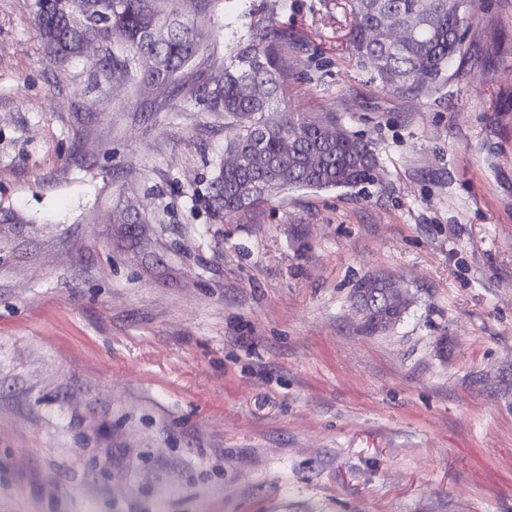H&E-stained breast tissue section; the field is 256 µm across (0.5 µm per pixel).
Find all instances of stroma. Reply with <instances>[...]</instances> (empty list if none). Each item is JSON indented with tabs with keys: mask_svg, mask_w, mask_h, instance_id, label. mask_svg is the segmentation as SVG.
Listing matches in <instances>:
<instances>
[{
	"mask_svg": "<svg viewBox=\"0 0 512 512\" xmlns=\"http://www.w3.org/2000/svg\"><path fill=\"white\" fill-rule=\"evenodd\" d=\"M475 2L416 99L344 57L336 0H177L202 49L149 95L93 89L0 0V512H512V0ZM268 13L286 106L336 113L384 178L216 224L197 192L233 130L202 96ZM369 275L411 298L376 334Z\"/></svg>",
	"mask_w": 512,
	"mask_h": 512,
	"instance_id": "stroma-1",
	"label": "stroma"
}]
</instances>
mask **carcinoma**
Wrapping results in <instances>:
<instances>
[{"label": "carcinoma", "mask_w": 512, "mask_h": 512, "mask_svg": "<svg viewBox=\"0 0 512 512\" xmlns=\"http://www.w3.org/2000/svg\"><path fill=\"white\" fill-rule=\"evenodd\" d=\"M44 2L35 0L34 22L56 59L82 55L88 40L103 42L93 62L94 84L101 92L109 89L117 71L136 73L141 84H170L201 48L198 28L178 19L174 0H112L110 23L93 21L82 27L49 12ZM473 2L344 0L347 33L342 51L382 87L413 98L430 97L446 80L449 62L469 54L463 32L472 24ZM386 19L406 29L405 39L392 40ZM168 24L173 31L166 40L158 45L149 40L150 29ZM283 40L275 17H260L247 44L224 62L222 87L208 93V109L224 113V119L238 126L226 151L235 153L239 162L221 165L203 195L218 224L288 190L354 189L382 180L371 142L351 134L331 115L312 116L282 106ZM116 43L123 46L119 53L113 49ZM143 54L153 55L152 69L139 68ZM145 223V216L131 209L124 235L141 240L139 225ZM396 289L397 283L387 278H365L357 284L354 299L366 332H383L400 320L408 305L396 301Z\"/></svg>", "instance_id": "1"}]
</instances>
